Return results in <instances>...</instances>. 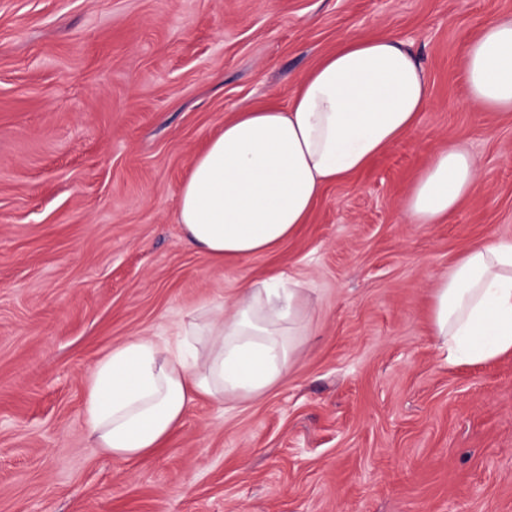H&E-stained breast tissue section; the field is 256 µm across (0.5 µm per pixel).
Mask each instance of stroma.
Here are the masks:
<instances>
[{
    "mask_svg": "<svg viewBox=\"0 0 512 512\" xmlns=\"http://www.w3.org/2000/svg\"><path fill=\"white\" fill-rule=\"evenodd\" d=\"M512 0H0V512H512V354L444 362L430 303L476 242L512 241V112L461 64ZM388 35L423 68L415 128L327 186L271 255L188 248L192 159L237 112L281 105L341 43ZM478 168L448 218L404 202L448 145ZM312 318L286 380L192 402L122 460L83 421L87 376L171 338L270 272Z\"/></svg>",
    "mask_w": 512,
    "mask_h": 512,
    "instance_id": "obj_1",
    "label": "stroma"
}]
</instances>
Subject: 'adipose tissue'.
I'll list each match as a JSON object with an SVG mask.
<instances>
[{
	"label": "adipose tissue",
	"instance_id": "obj_1",
	"mask_svg": "<svg viewBox=\"0 0 512 512\" xmlns=\"http://www.w3.org/2000/svg\"><path fill=\"white\" fill-rule=\"evenodd\" d=\"M462 69L484 111L512 112V17L484 27ZM428 97L423 68L393 38L347 41L298 81L287 106L237 113L196 155L177 206L185 243L220 260L275 252L327 185L416 126ZM477 177L464 150L436 154L406 199L412 222L447 218ZM431 311L446 363L512 353V241L467 251L440 277ZM309 331L300 283L244 282L231 305H205L174 338L134 336L102 357L86 385V429L113 456H149L196 398L242 403L281 383Z\"/></svg>",
	"mask_w": 512,
	"mask_h": 512
}]
</instances>
